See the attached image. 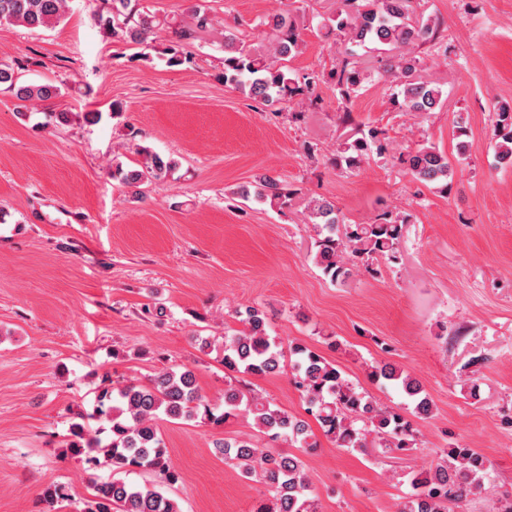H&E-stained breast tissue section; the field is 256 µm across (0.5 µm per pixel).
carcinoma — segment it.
<instances>
[{
	"label": "carcinoma",
	"mask_w": 512,
	"mask_h": 512,
	"mask_svg": "<svg viewBox=\"0 0 512 512\" xmlns=\"http://www.w3.org/2000/svg\"><path fill=\"white\" fill-rule=\"evenodd\" d=\"M66 2L0 0V20L31 29L49 27L65 19ZM107 2L108 13L102 25L115 38L142 45L159 26L154 14L133 7L132 0ZM413 2L339 0L337 14L330 22L345 43L341 57L327 74L313 69L299 77L288 69V59L298 53L302 42L296 18L288 10L267 16L260 21L273 36L271 48L266 51L249 43L245 31L224 35V84L247 89L264 105L281 111L296 98H311L321 84L331 81L340 99L347 103L364 79V67L355 48L373 45L388 54L389 67L378 66L374 72L378 80L390 77L396 83L393 105L402 112H432L443 104V91L439 83L417 75L420 59L416 50L427 43L442 44L443 35L438 25L412 18ZM212 26L207 8L195 7L190 21L174 30L175 41L161 51L167 66L191 62L186 45ZM1 85L25 106L59 95L58 87L27 83L4 64H0ZM495 115L492 139L496 156L500 163L512 164V108L501 106ZM385 150L380 131L357 130L338 144L329 162L352 172L371 152L380 154ZM140 154L143 159L136 167L112 164V179L134 196L141 195L145 186L164 182L177 166L174 159L147 147L141 148ZM396 160L414 180L434 183L441 192H448L453 164L436 147L423 145L400 152ZM294 195L288 183L269 175L259 177L255 190L243 187L238 191L245 202L255 201L281 211L291 205ZM308 217L314 228L312 260L332 283L343 285L362 269L372 272L370 262L374 260L397 258L403 223L386 212L371 222L348 224L334 202L318 197L309 201ZM239 316L242 328L224 335L221 362L225 370L252 376L291 372L308 413L339 448L362 453L370 447L384 453L411 448L414 428L405 415L381 406L346 379L340 366L307 344L291 340L288 348H283L268 334L262 310L248 307ZM367 377L397 390L413 406L414 417L427 420L432 416L431 400L403 369L375 362L368 366ZM241 412L252 415L255 426L270 440L298 449L293 454L260 448L249 438L215 444L224 460L237 463L244 477L258 476L263 481L265 502L256 512H317L301 458V454L317 447L307 421L232 385L224 389L223 406L213 405L200 394L192 370L166 366L146 384L131 383L116 391L104 388L98 393L94 417L109 425V443L103 445L87 437L81 423L71 425L61 456L94 466L104 462L112 470L107 480L89 478L91 493L83 501L81 512H179L175 501L162 491L125 480V475L137 470H149L167 485L180 480L155 419L162 413L171 419H201L220 425ZM490 473L491 463L485 455L474 448L451 447L435 464L411 477L412 491L403 497L397 512H451V505L481 489ZM67 499L69 493L62 485L52 484L42 490V501L49 505Z\"/></svg>",
	"instance_id": "obj_1"
}]
</instances>
